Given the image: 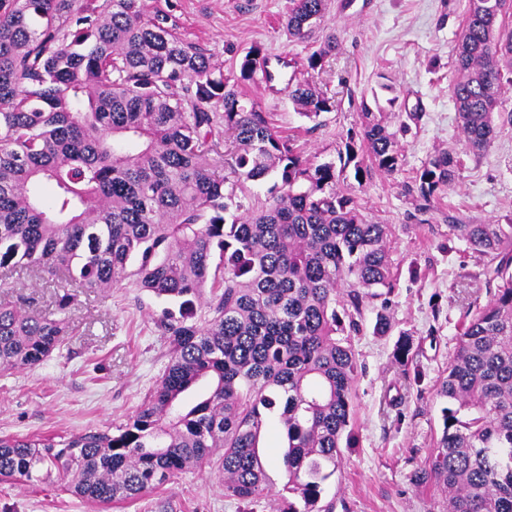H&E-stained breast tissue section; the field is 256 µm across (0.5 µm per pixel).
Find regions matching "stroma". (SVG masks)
I'll use <instances>...</instances> for the list:
<instances>
[{"mask_svg": "<svg viewBox=\"0 0 512 512\" xmlns=\"http://www.w3.org/2000/svg\"><path fill=\"white\" fill-rule=\"evenodd\" d=\"M174 3L180 33L235 73L245 52L261 46L288 58L297 77L312 79L336 100L335 111L301 117L287 94L245 83L238 90L293 136L313 162L336 159L360 135L362 107L418 113L400 140L402 164L373 173L357 195L368 217L388 225L397 278L390 297L396 327L376 336L364 324L351 343L358 363L355 447L346 449L326 482L333 512H446L431 485L413 480L441 431L436 387L445 376L467 311L485 305L484 259L452 234L449 217L467 224H512V125L481 157L463 155L455 185L418 213L416 179L429 157L461 153L449 86L467 0H327L321 24L306 41L288 38L291 0H144L147 10ZM336 32L340 48L322 69L307 67L322 37ZM56 289L29 274L0 279V302L25 301L51 311ZM165 303L124 280L110 291L81 289L65 313L72 332L40 366L0 374V436L51 437L115 429L140 408L168 362L156 320ZM413 342L408 368L395 363L398 334ZM270 499L246 504L226 498L216 470H189L130 503L100 506L63 490L0 481V512H271Z\"/></svg>", "mask_w": 512, "mask_h": 512, "instance_id": "obj_1", "label": "stroma"}]
</instances>
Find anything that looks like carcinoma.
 <instances>
[{
	"label": "carcinoma",
	"instance_id": "cac0c4a2",
	"mask_svg": "<svg viewBox=\"0 0 512 512\" xmlns=\"http://www.w3.org/2000/svg\"><path fill=\"white\" fill-rule=\"evenodd\" d=\"M325 10L326 0H292L288 36L309 38ZM511 11L512 0H469L455 45L450 95L475 157L497 122L512 125L497 111L512 83ZM338 47L325 35L308 68ZM267 62L254 46L229 77L172 11L151 14L142 0H0V274L63 289L43 315L0 304V372L41 365L69 334L56 314L72 290L108 291L133 262L135 286L170 303L158 320L168 363L140 409L115 433L0 436V480L55 474L109 505L215 466L226 498L272 494L277 512H326L325 482L355 447L351 337L377 299L373 334L390 335L395 278L388 227L341 188L345 168L304 159L235 89ZM287 92L309 120L336 109L309 79L288 80ZM400 117L364 108L360 144L345 145L358 185L399 167ZM458 167L447 150L429 157L418 212ZM268 181L265 203L236 200L235 188ZM448 223L487 258L490 299L461 325L436 388L441 434L416 481L438 488L448 512H512V224ZM201 382L208 392L187 401ZM272 423L286 445L276 492L258 452Z\"/></svg>",
	"mask_w": 512,
	"mask_h": 512
}]
</instances>
